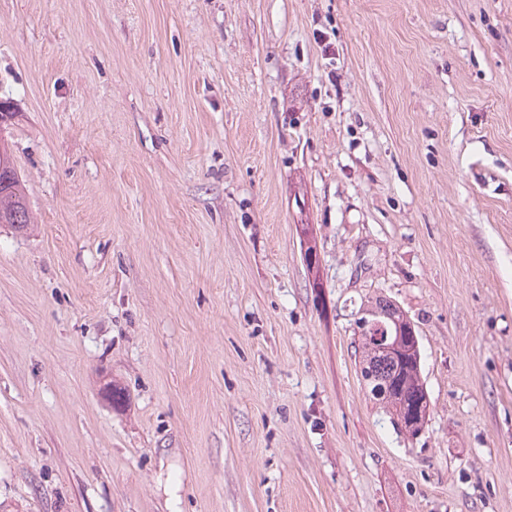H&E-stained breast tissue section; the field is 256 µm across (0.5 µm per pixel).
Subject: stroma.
I'll list each match as a JSON object with an SVG mask.
<instances>
[{
    "instance_id": "35a3bbf8",
    "label": "stroma",
    "mask_w": 512,
    "mask_h": 512,
    "mask_svg": "<svg viewBox=\"0 0 512 512\" xmlns=\"http://www.w3.org/2000/svg\"><path fill=\"white\" fill-rule=\"evenodd\" d=\"M0 101V512H512V0H0ZM11 155L8 156V164L12 171V177L3 181L0 175V224L1 220L6 221L15 229H23L26 224H30V215L24 192V184L19 178L14 167ZM382 300L384 299L377 297L374 305L370 309H362L361 311H366V313L355 321L359 330L356 352H358L359 357L360 376L369 395L382 405L393 423L395 415L399 416L404 409L409 411L415 393L420 392L427 395V392L421 377L422 356L417 334L416 339L413 332H405L406 335L411 336L412 341H415L417 349H414L409 341L402 338L395 353L387 354L391 351L389 345H387L388 337L395 336V330L389 328L388 336L385 323L377 322L375 325L385 331V335L380 336L378 330H372L370 326L364 327L362 324L364 320L367 321V324H370L377 319L367 312L379 306ZM376 332H378L376 348L378 351L384 352L385 355H378L373 346V341L367 337L374 336ZM419 356L420 359H418ZM376 377L381 378L384 383L377 382ZM381 385L385 386L386 391H383ZM394 424L396 423L394 422Z\"/></svg>"
}]
</instances>
